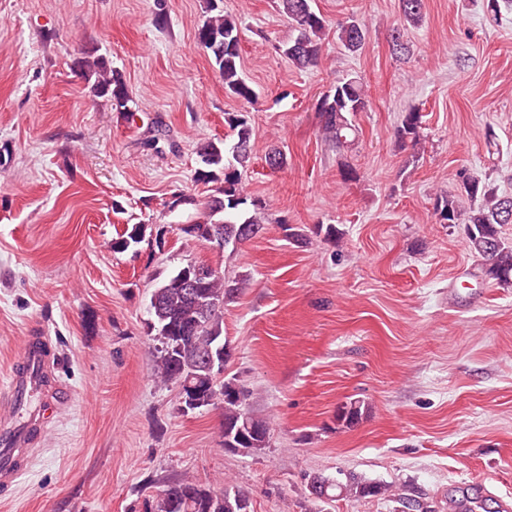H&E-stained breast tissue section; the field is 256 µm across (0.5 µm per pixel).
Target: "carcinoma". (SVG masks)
<instances>
[{
    "label": "carcinoma",
    "mask_w": 512,
    "mask_h": 512,
    "mask_svg": "<svg viewBox=\"0 0 512 512\" xmlns=\"http://www.w3.org/2000/svg\"><path fill=\"white\" fill-rule=\"evenodd\" d=\"M281 12L297 35L288 41L284 54L299 68L315 67L321 60V37L327 26L325 18L313 7V0H279ZM206 19L197 37L206 42L205 51L224 81V90L240 101L253 105L258 94L243 74L240 61L241 25L239 19L224 11V0H206ZM405 21L417 25L423 17V0H400ZM339 40L345 50L356 53L366 41V29L351 21L340 25ZM76 67L93 96L104 98L117 112H135L134 102L122 73L112 67L104 55L87 53L76 61ZM369 107L368 95L355 78H342L316 103L320 119L319 133L338 152L355 144L358 130L349 119ZM235 139L231 145L218 141L201 144L196 154L198 167L195 180L214 183V194L204 202L203 220L185 224L180 231L204 242L224 235V244L241 241L239 232L246 226L250 237L264 229L265 206L249 195L242 186L238 167L250 160L254 131L243 115L225 117ZM422 115L415 109L405 114L396 130L402 143L415 147L421 141ZM463 191L475 203L463 215L457 194L451 192L436 198L435 211L442 224H463L466 245L482 260V271L501 285L512 284V242L502 236L501 227L512 224L507 218L512 209V196L500 194L486 180L469 176ZM146 224H134L112 239V250L123 253L145 240ZM180 267L151 293L150 326L157 331L160 346L156 348L155 376L161 383H175L182 397L196 403V408L220 403L224 419V441L234 442L238 453H256L269 442V422L252 414L246 407L249 391L223 378L227 358L224 343V301L240 288L218 270L189 288ZM365 406L359 400L338 407L336 422L350 429L363 418ZM309 494L318 500L333 497L356 498L384 495L385 486L355 475L346 480L312 476L307 482ZM144 512H251L249 493L230 482L215 490L185 477L167 482L156 495L144 501Z\"/></svg>",
    "instance_id": "cac0c4a2"
}]
</instances>
